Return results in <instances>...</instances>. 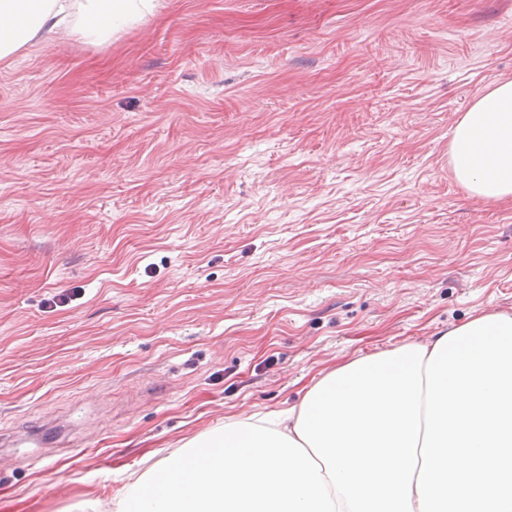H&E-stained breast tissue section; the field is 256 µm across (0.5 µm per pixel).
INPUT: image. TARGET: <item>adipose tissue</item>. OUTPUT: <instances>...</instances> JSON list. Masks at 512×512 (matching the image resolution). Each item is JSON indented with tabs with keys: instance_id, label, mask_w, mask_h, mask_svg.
I'll return each mask as SVG.
<instances>
[{
	"instance_id": "adipose-tissue-1",
	"label": "adipose tissue",
	"mask_w": 512,
	"mask_h": 512,
	"mask_svg": "<svg viewBox=\"0 0 512 512\" xmlns=\"http://www.w3.org/2000/svg\"><path fill=\"white\" fill-rule=\"evenodd\" d=\"M157 0H0V61L92 44ZM456 179L512 199V81L457 120ZM116 512H512V314L484 312L327 371L288 410L239 415L131 474Z\"/></svg>"
}]
</instances>
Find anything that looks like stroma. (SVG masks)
Wrapping results in <instances>:
<instances>
[{
  "instance_id": "35a3bbf8",
  "label": "stroma",
  "mask_w": 512,
  "mask_h": 512,
  "mask_svg": "<svg viewBox=\"0 0 512 512\" xmlns=\"http://www.w3.org/2000/svg\"><path fill=\"white\" fill-rule=\"evenodd\" d=\"M503 80L512 0H164L0 63V512L512 314V200L448 157Z\"/></svg>"
}]
</instances>
